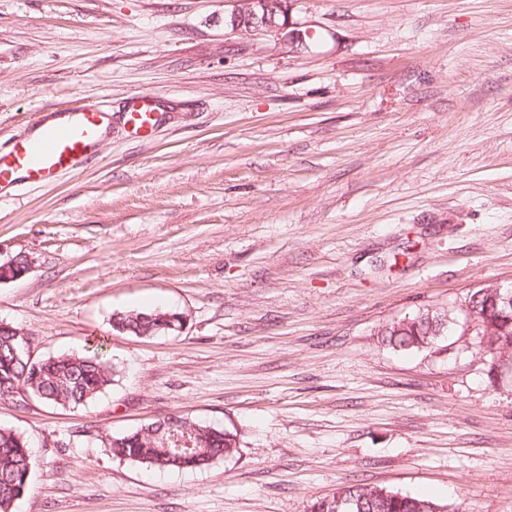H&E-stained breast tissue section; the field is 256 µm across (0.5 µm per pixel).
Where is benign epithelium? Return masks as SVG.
<instances>
[{
    "instance_id": "1",
    "label": "benign epithelium",
    "mask_w": 512,
    "mask_h": 512,
    "mask_svg": "<svg viewBox=\"0 0 512 512\" xmlns=\"http://www.w3.org/2000/svg\"><path fill=\"white\" fill-rule=\"evenodd\" d=\"M231 9L224 12V26L231 32L246 35L256 31L288 37L293 47H307L313 31L301 30L293 21L290 0H228Z\"/></svg>"
}]
</instances>
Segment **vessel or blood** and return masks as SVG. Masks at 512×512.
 <instances>
[{
    "label": "vessel or blood",
    "mask_w": 512,
    "mask_h": 512,
    "mask_svg": "<svg viewBox=\"0 0 512 512\" xmlns=\"http://www.w3.org/2000/svg\"><path fill=\"white\" fill-rule=\"evenodd\" d=\"M158 101L143 91L129 96L125 125L141 138L150 137L157 123ZM109 128V113L100 101H77L37 114L32 134L0 152V196L18 184L40 186L72 171L94 155Z\"/></svg>",
    "instance_id": "b4317fda"
}]
</instances>
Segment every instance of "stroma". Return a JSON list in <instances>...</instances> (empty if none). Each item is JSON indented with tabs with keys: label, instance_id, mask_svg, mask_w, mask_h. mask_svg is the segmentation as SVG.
<instances>
[{
	"label": "stroma",
	"instance_id": "stroma-1",
	"mask_svg": "<svg viewBox=\"0 0 512 512\" xmlns=\"http://www.w3.org/2000/svg\"><path fill=\"white\" fill-rule=\"evenodd\" d=\"M225 8L0 0V150L44 109L112 112L95 160L0 198V263L29 261L0 321L33 358L100 341L122 368L84 407L0 399L38 455L20 512H308L352 482L512 512V379L473 336L378 337L512 282V0H294L307 50ZM153 309L184 331L110 326ZM173 414L239 454L174 472L104 446ZM158 101L154 93L143 91L128 97L127 109L123 112L125 125L140 138L151 136L157 123ZM448 309L429 310L390 323L380 330L382 343L397 351H420L434 347L441 337L447 336L448 327H441L445 322ZM443 331L440 335L438 333Z\"/></svg>",
	"mask_w": 512,
	"mask_h": 512
}]
</instances>
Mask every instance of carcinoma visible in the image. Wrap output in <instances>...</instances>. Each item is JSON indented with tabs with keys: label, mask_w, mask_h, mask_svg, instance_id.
Returning a JSON list of instances; mask_svg holds the SVG:
<instances>
[{
	"label": "carcinoma",
	"mask_w": 512,
	"mask_h": 512,
	"mask_svg": "<svg viewBox=\"0 0 512 512\" xmlns=\"http://www.w3.org/2000/svg\"><path fill=\"white\" fill-rule=\"evenodd\" d=\"M481 297L473 310L480 322L475 335L487 337L488 346L477 342L478 352L493 361L510 351L512 362V309L501 314ZM447 310L418 313L390 323L380 330L381 341L397 351H420L438 344V333ZM179 323V314L169 311H128L112 315V329H131L151 337L169 332ZM18 329L0 322V399L21 395L61 407L84 406L112 385L119 367L103 348L82 349L42 360L24 350ZM105 447L119 459L148 468L184 471L206 468L238 453V434L174 414L157 426L109 437ZM36 455L24 437L0 428V512H16L19 501L31 489ZM310 512H448V505L428 496L400 493L385 488L350 483L338 494L315 500Z\"/></svg>",
	"instance_id": "obj_1"
}]
</instances>
